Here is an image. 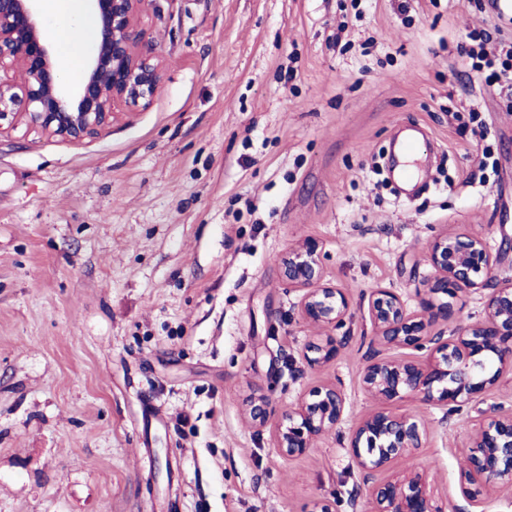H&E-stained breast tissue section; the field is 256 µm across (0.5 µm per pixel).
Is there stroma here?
Instances as JSON below:
<instances>
[{
  "label": "stroma",
  "mask_w": 512,
  "mask_h": 512,
  "mask_svg": "<svg viewBox=\"0 0 512 512\" xmlns=\"http://www.w3.org/2000/svg\"><path fill=\"white\" fill-rule=\"evenodd\" d=\"M164 57L146 106L79 144L0 134V512H367L368 489L429 473L453 512L483 412L512 373L446 415L416 395L421 448L364 475L352 428L382 404L361 385L379 345L363 297L419 307L432 239L483 236L512 278V101L462 54L512 40L490 0H159ZM478 110L479 132L454 113ZM423 132L424 176L399 189L392 146ZM320 242L351 302L341 327L299 315L278 261ZM333 338L322 366L307 345ZM342 423L305 454L275 446L316 386ZM264 396L268 423L243 402ZM244 414L246 419L256 427H263L269 420L268 402L263 396H249L245 400Z\"/></svg>",
  "instance_id": "35a3bbf8"
}]
</instances>
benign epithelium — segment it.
<instances>
[{
    "instance_id": "benign-epithelium-1",
    "label": "benign epithelium",
    "mask_w": 512,
    "mask_h": 512,
    "mask_svg": "<svg viewBox=\"0 0 512 512\" xmlns=\"http://www.w3.org/2000/svg\"><path fill=\"white\" fill-rule=\"evenodd\" d=\"M38 0H0V131L25 132L78 144L110 125L119 109L135 110L158 92L164 59L141 26L157 12L156 0H91L96 14V42L82 80L63 81L54 48L43 37ZM433 276L430 298L411 309L393 288L377 287L367 296V313L382 345L410 349L417 357L373 358L364 367L362 385L377 400L393 403L413 394L446 407L464 410L473 398L493 387L504 370H512V279L484 297L481 315L458 325L451 335L433 334L431 326L453 314L452 300L488 286L496 257L474 233L439 234L430 243ZM280 275L300 292L299 312L309 324L343 325L350 311L348 297L325 279L321 248L306 239L281 257ZM331 341L308 347V366L336 357ZM346 398L334 384L318 387L282 414L275 433L283 457L305 453L314 441L343 420ZM246 419L256 427L269 420L263 396L245 400ZM425 425L405 414L382 409L367 415L353 429L349 448L357 466L370 474L389 468L421 447ZM512 484V409L482 423L469 446L460 484L462 497L481 507L479 489L488 492ZM371 512H447L428 478L414 471L374 485Z\"/></svg>"
}]
</instances>
